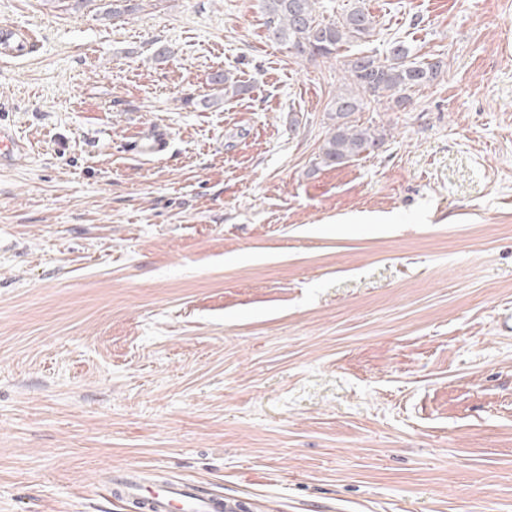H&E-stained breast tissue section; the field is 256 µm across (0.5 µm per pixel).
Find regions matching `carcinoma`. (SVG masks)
<instances>
[{
    "label": "carcinoma",
    "mask_w": 512,
    "mask_h": 512,
    "mask_svg": "<svg viewBox=\"0 0 512 512\" xmlns=\"http://www.w3.org/2000/svg\"><path fill=\"white\" fill-rule=\"evenodd\" d=\"M267 27L271 35L288 45L298 55L330 58L345 44L367 42L374 35L375 21L362 5H355L338 19L320 12L318 0H265ZM442 61L424 62L411 57V50L394 41L386 57L359 52L345 63L347 83L336 91L331 119L333 128L321 147V161L340 166L363 154L373 153L385 134L371 125L352 119L381 97L391 98L402 106L410 93L435 81L442 73ZM211 83L226 96L247 91L233 72L221 71Z\"/></svg>",
    "instance_id": "cac0c4a2"
}]
</instances>
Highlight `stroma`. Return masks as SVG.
Wrapping results in <instances>:
<instances>
[{
	"label": "stroma",
	"instance_id": "1",
	"mask_svg": "<svg viewBox=\"0 0 512 512\" xmlns=\"http://www.w3.org/2000/svg\"><path fill=\"white\" fill-rule=\"evenodd\" d=\"M107 2L0 0L33 37L0 52L25 144L0 167V512H135L116 467L249 512H512V0H364V50L443 68L359 113L385 142L338 167L354 47L293 54L263 0ZM227 69L247 94L218 98ZM165 143V134L154 132L147 138L135 139L131 151L140 158H154L164 151Z\"/></svg>",
	"mask_w": 512,
	"mask_h": 512
}]
</instances>
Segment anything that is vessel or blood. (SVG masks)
<instances>
[{
  "instance_id": "1",
  "label": "vessel or blood",
  "mask_w": 512,
  "mask_h": 512,
  "mask_svg": "<svg viewBox=\"0 0 512 512\" xmlns=\"http://www.w3.org/2000/svg\"><path fill=\"white\" fill-rule=\"evenodd\" d=\"M165 134L134 140L132 151L149 159L163 152ZM104 493L116 500L136 499L145 504L148 512H229L230 505L223 497L199 494L191 485L166 481H149L144 473L127 470L114 474L104 485Z\"/></svg>"
}]
</instances>
